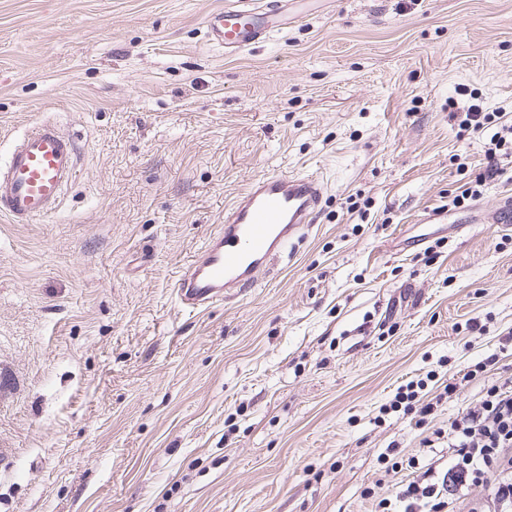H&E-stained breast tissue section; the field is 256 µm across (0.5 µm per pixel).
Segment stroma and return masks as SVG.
Returning a JSON list of instances; mask_svg holds the SVG:
<instances>
[{"mask_svg": "<svg viewBox=\"0 0 512 512\" xmlns=\"http://www.w3.org/2000/svg\"><path fill=\"white\" fill-rule=\"evenodd\" d=\"M224 2L0 0V164L42 120L79 150L54 215L0 219V512H375L512 377V151L453 208L492 157L448 118L465 88L512 123V0H303L235 54L205 23ZM268 173L323 179L312 227L183 310ZM452 378L428 428L382 410ZM496 152H491L490 162L487 166L486 170L482 173H479L478 176H476V179L474 180L475 185L466 188L462 194L457 195L454 197L452 203L454 207H463L465 205V202L473 197H477L478 194L481 193V191L478 189V187L483 186L487 180L494 179L495 176H497L498 173V167L497 163L495 161Z\"/></svg>", "mask_w": 512, "mask_h": 512, "instance_id": "obj_1", "label": "stroma"}]
</instances>
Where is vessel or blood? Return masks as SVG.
<instances>
[{"label": "vessel or blood", "instance_id": "obj_1", "mask_svg": "<svg viewBox=\"0 0 512 512\" xmlns=\"http://www.w3.org/2000/svg\"><path fill=\"white\" fill-rule=\"evenodd\" d=\"M292 0H251L210 13L214 44L237 52L288 23ZM79 160L77 144L52 121L37 122L13 144L0 165V216L23 224L53 214ZM324 186L313 176L270 174L251 181L224 210V221L206 239L175 282L181 303L194 308L224 301L234 288H251L303 225L312 223Z\"/></svg>", "mask_w": 512, "mask_h": 512}]
</instances>
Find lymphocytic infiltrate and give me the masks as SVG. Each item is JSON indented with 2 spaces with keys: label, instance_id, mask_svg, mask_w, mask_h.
<instances>
[{
  "label": "lymphocytic infiltrate",
  "instance_id": "lymphocytic-infiltrate-1",
  "mask_svg": "<svg viewBox=\"0 0 512 512\" xmlns=\"http://www.w3.org/2000/svg\"><path fill=\"white\" fill-rule=\"evenodd\" d=\"M461 134L492 131L493 141L512 140V125L472 103L461 116ZM453 464L444 473L426 468L418 479L399 484L401 512H454L465 490L484 486L487 512H512V386L488 385L481 399L448 428Z\"/></svg>",
  "mask_w": 512,
  "mask_h": 512
}]
</instances>
